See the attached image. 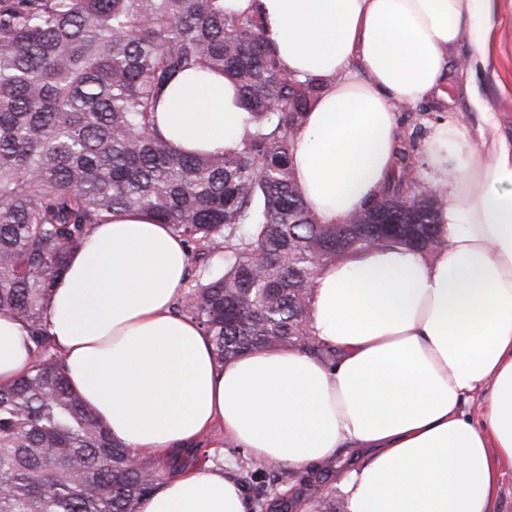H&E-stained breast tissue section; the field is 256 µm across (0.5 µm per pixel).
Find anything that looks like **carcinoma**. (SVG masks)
<instances>
[{
	"label": "carcinoma",
	"mask_w": 512,
	"mask_h": 512,
	"mask_svg": "<svg viewBox=\"0 0 512 512\" xmlns=\"http://www.w3.org/2000/svg\"><path fill=\"white\" fill-rule=\"evenodd\" d=\"M224 74L252 128L236 152L187 153L156 129V102L177 76ZM319 84L285 72L258 12L224 0H0V317L23 323L31 370L0 385V512H138L196 448L159 465L131 456L72 393L47 328L67 258L112 213L140 210L195 246L204 267L174 307L211 337L223 364L292 346L332 359L307 321L316 269L340 256L440 242L442 194L417 181L411 138L383 200L321 224L290 167L296 130ZM224 247V266L210 256ZM279 466L252 463L239 476Z\"/></svg>",
	"instance_id": "obj_1"
}]
</instances>
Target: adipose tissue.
Instances as JSON below:
<instances>
[{"label":"adipose tissue","instance_id":"1","mask_svg":"<svg viewBox=\"0 0 512 512\" xmlns=\"http://www.w3.org/2000/svg\"><path fill=\"white\" fill-rule=\"evenodd\" d=\"M259 8L280 65L321 90L293 139L300 196L345 223L390 183L397 106L466 82L476 123L441 113L426 141L443 193L442 243L379 247L321 266L308 324L334 361L286 347L217 364L209 336L174 306L186 244L143 212L96 225L68 259L47 314L72 390L132 454L167 460L203 439L232 441L296 476L339 455L348 512H492L512 471V138L476 84L495 0H224ZM470 40L465 67L449 51ZM158 130L190 152L240 150L238 87L183 75ZM27 332L0 317V385L32 365ZM236 464L170 474L139 512H253Z\"/></svg>","mask_w":512,"mask_h":512}]
</instances>
